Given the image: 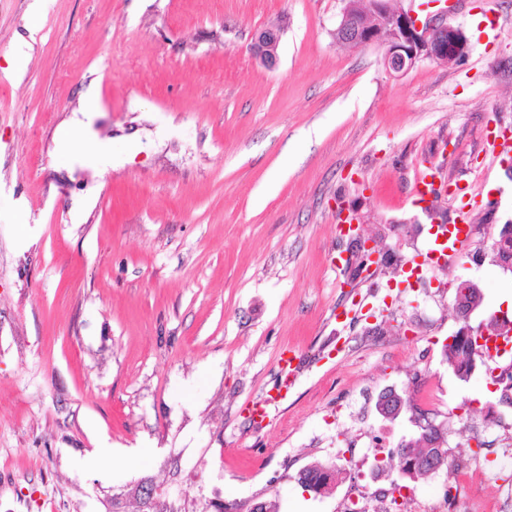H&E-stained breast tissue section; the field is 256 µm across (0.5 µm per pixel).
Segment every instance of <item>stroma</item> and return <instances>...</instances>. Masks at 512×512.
Masks as SVG:
<instances>
[{
	"mask_svg": "<svg viewBox=\"0 0 512 512\" xmlns=\"http://www.w3.org/2000/svg\"><path fill=\"white\" fill-rule=\"evenodd\" d=\"M31 3L0 0V482L40 491L42 512H136L142 482L182 512H341L418 434L410 412L378 415L379 393L428 378L449 466L404 486L431 504L460 480L457 512H496L512 405L495 361L463 381L442 346L462 325L459 280L483 297L471 326L512 314L487 235L512 224V151L486 147L512 136V0H457L466 58L399 77L381 49L336 43L342 0H47L35 32ZM271 25L270 67L251 44ZM340 201L385 258L372 275L350 277ZM432 210L477 229L418 284ZM314 463L336 466L332 494L297 483Z\"/></svg>",
	"mask_w": 512,
	"mask_h": 512,
	"instance_id": "obj_1",
	"label": "stroma"
}]
</instances>
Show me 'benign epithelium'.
<instances>
[{
	"instance_id": "obj_1",
	"label": "benign epithelium",
	"mask_w": 512,
	"mask_h": 512,
	"mask_svg": "<svg viewBox=\"0 0 512 512\" xmlns=\"http://www.w3.org/2000/svg\"><path fill=\"white\" fill-rule=\"evenodd\" d=\"M336 41L354 47L381 45L384 47L382 64L385 72L399 77L418 63L429 60H457L464 57L469 49L468 40L463 31L443 21V16L420 19L412 8L394 9L389 0H370L366 10L349 9L341 11V19L335 30ZM281 41V32L269 27L256 34L253 51L266 64L273 65L277 60V51ZM379 251L370 245V240L356 233L350 237L346 263L358 264L365 268L368 263L378 261ZM464 294L472 297L465 306L460 297H455L454 308L464 320L480 309L482 296L480 290L469 281L458 282Z\"/></svg>"
}]
</instances>
